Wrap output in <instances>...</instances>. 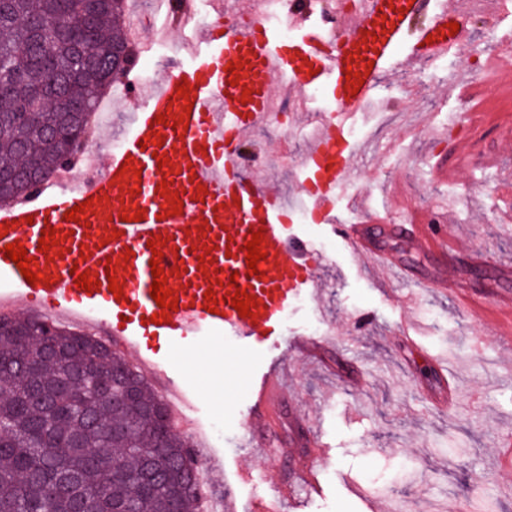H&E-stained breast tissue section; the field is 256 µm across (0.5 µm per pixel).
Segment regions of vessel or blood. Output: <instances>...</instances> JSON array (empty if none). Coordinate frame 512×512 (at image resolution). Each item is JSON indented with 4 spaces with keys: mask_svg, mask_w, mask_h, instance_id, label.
<instances>
[{
    "mask_svg": "<svg viewBox=\"0 0 512 512\" xmlns=\"http://www.w3.org/2000/svg\"><path fill=\"white\" fill-rule=\"evenodd\" d=\"M197 0H171L170 24L187 26ZM216 21L189 40L184 52L163 61L150 91L142 89V71L131 67L122 80V99L131 109L132 130L109 153L102 168L88 166L81 182L67 174L41 183L24 197L0 207V308L22 303L37 307L46 321L79 318L88 333H105L121 348H133L141 363L164 373L175 394L183 388L168 372L162 346L204 351L223 339L246 348L278 336L289 308L321 286L317 271L323 256L302 237L289 233L282 195L237 165L239 147L253 130L269 124L272 83L297 92L319 89L336 104L335 111L316 113L321 131L300 157L302 190L317 222L327 223L354 255L384 267L402 268L395 253L373 243L368 225L338 224L333 213L340 190L364 147L352 143L346 116L358 113L373 98L379 78L410 71L423 60L459 55L461 34L449 23L467 13L470 0L455 8H437L421 22L422 0H362L354 16L318 23L319 0H284L293 40L281 38L266 20L229 23L223 0H207ZM239 67L240 80L227 64ZM364 73L352 89L345 69ZM185 84L188 95L177 94ZM189 113L188 128L178 127ZM166 123H157L156 115ZM167 185L168 194L158 192ZM181 214L171 215L173 197ZM85 204L79 222L65 221L66 211ZM142 221H132L135 213ZM59 242L41 250L45 227ZM263 232L265 259L250 273L244 245L250 230ZM418 248L451 261L443 226L401 224ZM161 239L160 266L167 286L178 298L174 310H160L151 295L153 284L148 240ZM23 244L33 272L43 282L29 284L5 247ZM89 273L97 287L76 285V273ZM116 277L121 297L106 282ZM214 290L216 312L205 309L204 294ZM252 295V315L240 316L231 297L237 290ZM164 312L166 322L151 323ZM288 365L268 369L249 393L250 414L273 417L286 399Z\"/></svg>",
    "mask_w": 512,
    "mask_h": 512,
    "instance_id": "1",
    "label": "vessel or blood"
}]
</instances>
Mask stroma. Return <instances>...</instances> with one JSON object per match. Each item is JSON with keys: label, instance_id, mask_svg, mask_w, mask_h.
<instances>
[{"label": "stroma", "instance_id": "obj_1", "mask_svg": "<svg viewBox=\"0 0 512 512\" xmlns=\"http://www.w3.org/2000/svg\"><path fill=\"white\" fill-rule=\"evenodd\" d=\"M123 25L139 24L144 39L182 36L163 26L152 0H127ZM462 35L480 47L489 67L474 71L451 57L426 66L415 111L439 126L460 110L449 83L460 77L479 85L481 96L459 145L449 146V178L431 171L439 148L426 128L408 134L399 119L400 87L392 76L378 85L373 112L353 122L367 157L344 185L337 206L340 221L355 212L357 197L368 210L400 224L412 218L440 219L456 254L450 263L410 243L381 236L414 271L403 282L379 277L359 266L353 255L321 224H292L291 230L326 257L319 274L320 298L301 297L284 322L285 337L321 336L326 340L321 367L293 372L288 401L274 420L250 417L246 384L238 361L262 371L286 348L244 350L231 341L209 354L177 349L170 364L181 370L205 406L196 431L186 437L198 449L220 448L223 466L206 479L222 512H251L261 499L275 498L280 487L293 493L280 512H512V497L500 487L512 484V459L501 452L500 433L512 432V362L501 342L512 334V236L502 220L512 215V71L497 66L498 48L512 43V9L499 13L498 41H484L478 16L464 20ZM313 126L281 129L269 124L253 136L257 150L277 154L262 174L288 191H300L293 164L305 151ZM490 247L485 264L471 263L472 252ZM441 276L461 287L459 299L432 286ZM410 324L412 345L400 343L397 327ZM454 365L461 376L455 405L436 407L431 393L441 387L434 367ZM224 424L220 437L197 438L213 421ZM317 430L325 448L315 452L309 432ZM272 443V460L254 456L247 437ZM316 459L321 494L296 483L303 461Z\"/></svg>", "mask_w": 512, "mask_h": 512}]
</instances>
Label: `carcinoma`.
<instances>
[{"mask_svg": "<svg viewBox=\"0 0 512 512\" xmlns=\"http://www.w3.org/2000/svg\"><path fill=\"white\" fill-rule=\"evenodd\" d=\"M125 0H103L87 33L90 63L74 72L70 36L82 32L86 0H6L0 5V169L53 175L80 152L90 111L123 72L108 68L112 52L129 46L119 21ZM44 21L49 35L36 57L27 48L28 22ZM58 89L83 106L74 115L45 103L24 111L35 87ZM76 134L55 143L47 130ZM31 184L0 182V204L22 197ZM0 512H73L82 500L90 512H198L200 470L191 443L168 428L169 411L147 379L95 337L53 325L60 354L28 368L43 319L0 315ZM119 391L132 388L135 404L92 394L95 380Z\"/></svg>", "mask_w": 512, "mask_h": 512, "instance_id": "1", "label": "carcinoma"}]
</instances>
